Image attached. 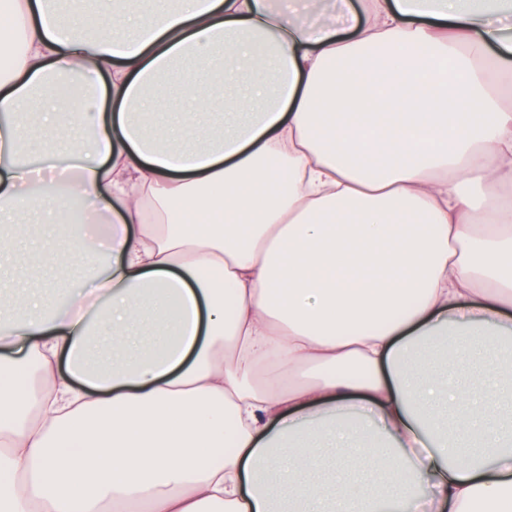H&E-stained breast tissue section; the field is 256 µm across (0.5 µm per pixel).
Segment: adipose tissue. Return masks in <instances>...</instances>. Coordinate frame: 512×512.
<instances>
[{"label":"adipose tissue","instance_id":"ef3b65f1","mask_svg":"<svg viewBox=\"0 0 512 512\" xmlns=\"http://www.w3.org/2000/svg\"><path fill=\"white\" fill-rule=\"evenodd\" d=\"M176 0L88 34L0 11V265L61 215L42 268L0 277V512H500L512 420V12L479 0ZM196 68L175 70L185 55ZM89 147L31 180L16 119L51 80ZM224 112L207 145L155 127ZM112 360L96 363L104 339ZM25 242L16 248L8 272L9 280L17 287L20 296L44 294L59 297L83 287L87 277L77 266L56 269L43 277L34 270L37 257L51 240V229L55 224H38L32 222Z\"/></svg>","mask_w":512,"mask_h":512}]
</instances>
